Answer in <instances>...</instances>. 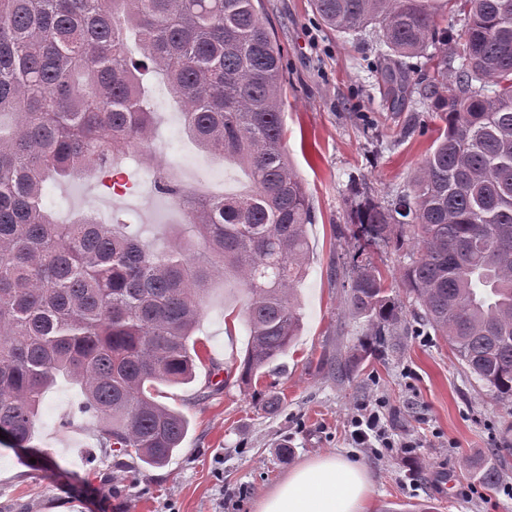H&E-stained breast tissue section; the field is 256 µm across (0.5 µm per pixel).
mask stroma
<instances>
[{
  "instance_id": "35a3bbf8",
  "label": "stroma",
  "mask_w": 512,
  "mask_h": 512,
  "mask_svg": "<svg viewBox=\"0 0 512 512\" xmlns=\"http://www.w3.org/2000/svg\"><path fill=\"white\" fill-rule=\"evenodd\" d=\"M261 9L283 57L286 150L314 214L297 340L275 370L243 384L248 298L215 283L193 334L201 355L195 380L158 387L159 401L190 421L181 451L160 468L118 467L94 425H66L82 392L58 379L34 418L31 444L41 460H22L0 444V512H256L295 466L336 452L366 470L368 512H416L425 503L433 512H512V405L496 400L419 320L397 277L405 249L365 247L349 222L358 202L352 178L382 204L406 189L435 137L427 111L414 96L392 104L382 81L387 57L373 42L326 30L310 0H261ZM146 84L155 112L149 152L120 162L125 192L82 174L47 181L42 196L62 222L89 212L122 222L138 211L143 241L158 247L161 232L186 217L155 191L153 169L210 195L240 189L243 175L188 139L158 78L147 76ZM361 251L387 275L405 316L384 355L366 357L341 380L330 362L350 355L369 332L343 288ZM371 409L382 437L356 445L352 422ZM487 457L496 461L497 486L460 495L473 484L467 461Z\"/></svg>"
}]
</instances>
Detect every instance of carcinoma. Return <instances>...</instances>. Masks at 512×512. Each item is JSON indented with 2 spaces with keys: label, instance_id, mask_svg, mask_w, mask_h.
Here are the masks:
<instances>
[{
  "label": "carcinoma",
  "instance_id": "carcinoma-1",
  "mask_svg": "<svg viewBox=\"0 0 512 512\" xmlns=\"http://www.w3.org/2000/svg\"><path fill=\"white\" fill-rule=\"evenodd\" d=\"M435 0H312L339 34L378 33L388 95L411 84L401 57H427L419 103L437 122L409 190L367 202L354 224L369 243L410 240L399 273L422 318L501 402L512 404V0H458L462 28H441ZM143 59L128 57L130 40ZM454 78L448 67L454 62ZM153 70L183 107L187 134L237 166L242 193L201 197L165 174L159 193L188 215L163 251L126 224L58 222L45 181L105 171L147 141ZM284 70L260 0H0V433L31 440L35 409L60 374L80 382L72 412L101 447L166 465L189 419L157 385L195 378L191 338L213 280L249 297L240 379L266 373L299 336L297 288L313 223L284 144ZM347 301L370 323L362 351L384 348L403 306L371 261L354 265ZM494 485L497 467L471 464Z\"/></svg>",
  "mask_w": 512,
  "mask_h": 512
}]
</instances>
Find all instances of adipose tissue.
<instances>
[{
	"instance_id": "1",
	"label": "adipose tissue",
	"mask_w": 512,
	"mask_h": 512,
	"mask_svg": "<svg viewBox=\"0 0 512 512\" xmlns=\"http://www.w3.org/2000/svg\"><path fill=\"white\" fill-rule=\"evenodd\" d=\"M367 473L342 455L296 466L259 502L257 512H367Z\"/></svg>"
}]
</instances>
